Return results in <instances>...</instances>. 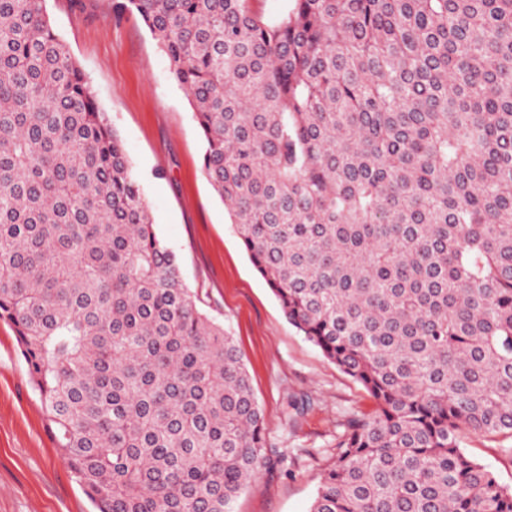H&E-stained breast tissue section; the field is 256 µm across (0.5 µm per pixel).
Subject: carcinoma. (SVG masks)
I'll use <instances>...</instances> for the list:
<instances>
[{
	"mask_svg": "<svg viewBox=\"0 0 512 512\" xmlns=\"http://www.w3.org/2000/svg\"><path fill=\"white\" fill-rule=\"evenodd\" d=\"M112 0L193 108L288 322L376 402L310 512H512V0ZM46 0H0V320L94 512H233L270 464ZM461 446L470 457L492 470L502 485L512 487V462L503 450L512 446L510 437L465 434Z\"/></svg>",
	"mask_w": 512,
	"mask_h": 512,
	"instance_id": "1",
	"label": "carcinoma"
}]
</instances>
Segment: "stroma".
Masks as SVG:
<instances>
[{"instance_id": "35a3bbf8", "label": "stroma", "mask_w": 512, "mask_h": 512, "mask_svg": "<svg viewBox=\"0 0 512 512\" xmlns=\"http://www.w3.org/2000/svg\"><path fill=\"white\" fill-rule=\"evenodd\" d=\"M140 178L183 280L234 336L261 405L274 465L235 512H309L350 419L375 411L362 385L297 331L234 234L202 170L204 141L148 28L110 0H47ZM512 438L467 434L465 452L512 487ZM0 512H92L47 427L11 325L0 320Z\"/></svg>"}]
</instances>
